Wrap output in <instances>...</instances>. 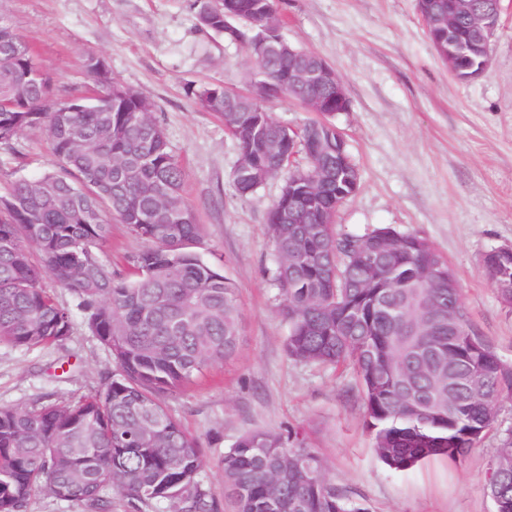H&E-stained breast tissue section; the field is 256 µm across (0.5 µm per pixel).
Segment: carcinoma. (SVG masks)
I'll return each instance as SVG.
<instances>
[{"mask_svg":"<svg viewBox=\"0 0 512 512\" xmlns=\"http://www.w3.org/2000/svg\"><path fill=\"white\" fill-rule=\"evenodd\" d=\"M257 0H195L197 20L231 43L255 49L257 35L224 14H252ZM91 55L86 69L101 92L87 110L55 98L54 80L32 48L0 17V145L13 148L26 128L42 126L60 167L18 178L0 193V341L32 347L62 343L70 310L40 281L48 276L78 299L89 330L112 355L115 370L95 395L73 405L0 408V512H26L46 489L86 512H112L117 491L133 512H220L199 478L201 445L164 408L161 398L205 368L235 357L241 312L234 283L192 250L201 238L184 195L185 173L163 128L136 111L131 90L112 96L109 76ZM263 68L288 73V57L271 49ZM297 101L336 98V87L283 86ZM202 106L224 118L241 158L233 181L242 197L267 180L282 188L304 176L310 191L296 203L300 221L268 213L278 267L276 282L288 318V356L353 369L366 428L380 461L409 472L441 458L457 464L498 421L497 406L512 397V365L502 362L471 324L460 289L448 288L451 269L424 238L381 227L340 237L338 209L357 191L351 157L332 155L307 168L266 149L288 126L262 101L220 85L196 92ZM310 138L337 140L332 122L303 127ZM263 170L246 169L256 157ZM326 170L315 178L317 167ZM125 224L146 246L132 257L134 277L100 257L105 216ZM372 249L368 265L360 249ZM483 259L500 301L512 308V263ZM457 311L453 327L436 324L434 306ZM224 499L233 512H368L327 479L323 459L298 433L257 431L224 453ZM487 490L495 512H512V431L491 461Z\"/></svg>","mask_w":512,"mask_h":512,"instance_id":"1","label":"carcinoma"}]
</instances>
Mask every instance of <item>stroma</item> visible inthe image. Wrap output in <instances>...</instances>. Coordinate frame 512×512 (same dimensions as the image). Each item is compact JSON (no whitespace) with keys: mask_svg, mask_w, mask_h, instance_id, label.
<instances>
[{"mask_svg":"<svg viewBox=\"0 0 512 512\" xmlns=\"http://www.w3.org/2000/svg\"><path fill=\"white\" fill-rule=\"evenodd\" d=\"M0 16L53 73L59 100L92 95L85 60L103 58L118 85L153 104L185 170L184 193L203 230L196 250L236 285L241 310L236 357L163 400L199 438L200 477L213 495L224 496L222 459L239 438L290 430L369 512H494L488 471L512 430V398L499 402L496 428L459 465L434 459L396 473L376 455L353 370L288 356L267 222L282 183L268 180L241 198L238 144L193 95L214 83L249 92L259 65L247 46L202 28L193 0H0ZM279 17L291 44L333 67L350 103L333 122L361 182L336 214L338 234L390 226L429 241L454 271L476 332L512 363V312L482 266L485 254L512 245V0H502L487 68L467 81L436 54L416 0H279ZM57 167L46 130L25 129L14 150L0 148V192ZM143 247L114 221L100 256L126 273ZM41 286L71 308L72 333L60 344L0 341V407L74 403L114 369L74 295L48 278Z\"/></svg>","mask_w":512,"mask_h":512,"instance_id":"stroma-1","label":"stroma"}]
</instances>
